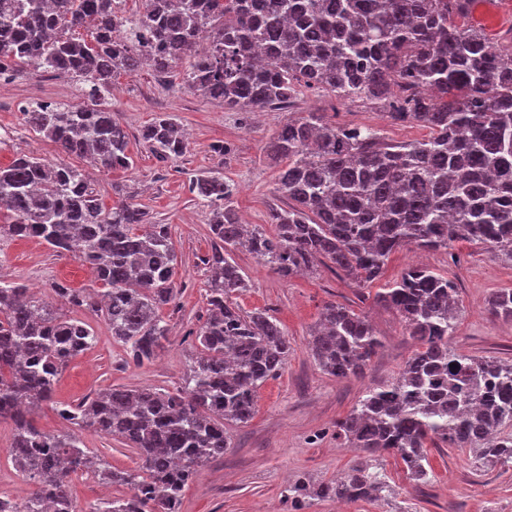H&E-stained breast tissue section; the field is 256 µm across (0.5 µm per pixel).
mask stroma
<instances>
[{
  "mask_svg": "<svg viewBox=\"0 0 512 512\" xmlns=\"http://www.w3.org/2000/svg\"><path fill=\"white\" fill-rule=\"evenodd\" d=\"M469 22L490 45L511 40L512 0H476ZM183 74L180 66L166 72L146 66L135 76L114 79L108 105L131 134L133 165L126 170L94 167L76 156L61 157L52 143L23 123L21 110L31 103L82 104L84 92L69 78L27 75L8 82L0 95V166L25 154L48 161L63 159L86 169L105 207L126 200L138 204L150 223L168 225L177 254V300L161 311L169 336L152 362L135 365L102 317L79 312L96 341L68 363L52 398L32 411L34 423L47 433L72 431V424L59 415V405L78 404L99 390L127 387L173 392L182 386L194 333L207 317L202 260L212 248V215L190 191L197 177L216 175L233 183L239 215L271 235L275 226L269 206L285 205L286 199L278 191L280 166L267 156L264 146L290 112H320L339 125L368 126L393 143L421 141L430 135L419 124L389 120L380 104L344 101L317 89L301 90L289 112L227 110L192 89ZM162 113L173 115L188 137L185 155L173 163L158 162L139 138L140 130ZM218 143L228 144L230 153H215ZM232 257L248 285L233 292L231 302L241 311H264L276 319L288 335L290 352L282 372L260 389L250 421L226 423L230 448L188 482L180 512H288V488L295 479L332 480L360 461L359 449L337 439L336 422L366 391L391 381L417 344L397 314L377 302L378 284L361 286L322 266L284 278L260 266L244 250L234 251ZM416 263L448 275L458 285L461 312L451 346L465 355L511 360L512 321L491 315L487 302L499 289H512V260L464 241L445 249L411 247L390 256L383 281L399 279L404 269ZM0 278L44 296L56 284L76 289L96 286L88 264L58 255L36 240L0 241ZM329 302L345 304L366 316L382 341L361 375L346 379L327 375L310 354V331ZM81 437L86 448L115 468L136 469L142 464L136 451L118 438L91 430L82 431ZM427 459L429 481L419 484L410 479L399 459L379 458L377 469L391 487L382 503L357 501L340 510L335 501L316 500L304 512H512V462L482 467L472 451L448 447L428 449ZM70 493L78 512H98L104 502L126 495L127 490L78 473L71 477Z\"/></svg>",
  "mask_w": 512,
  "mask_h": 512,
  "instance_id": "35a3bbf8",
  "label": "stroma"
}]
</instances>
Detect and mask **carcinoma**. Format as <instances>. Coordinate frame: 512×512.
Here are the masks:
<instances>
[{"mask_svg":"<svg viewBox=\"0 0 512 512\" xmlns=\"http://www.w3.org/2000/svg\"><path fill=\"white\" fill-rule=\"evenodd\" d=\"M471 0H143L128 14L118 0H0V79L27 71L88 87V104L36 102L23 122L103 168L132 164L130 134L112 116V78L144 62L164 72L184 61L186 82L236 110L287 108L297 89L384 101L394 122L430 129L422 141L388 144L367 126L336 125L319 112L283 124L265 146L285 162L279 190L288 207L270 208L276 234L241 224L235 186L218 176L193 183L212 211L206 320L183 386L175 392L112 388L60 414L70 424L120 438L142 466L116 470L76 432L48 434L29 410L51 398L68 363L88 350L84 321L45 304L29 288L0 279V422L12 425L8 452L35 489L0 494V512H76L70 475L82 471L128 494L102 512H179L198 468L230 448L224 422L246 423L261 387L283 370L290 345L276 319L229 301L247 287L231 252L243 249L283 277L320 262L358 284L380 279L396 250L483 245L512 259V50L491 51L477 29L459 24ZM140 138L163 162L187 150L175 119L160 114ZM0 237L44 242L89 264L101 287L56 285L71 310L99 314L112 338L141 364L169 329L163 306L177 294V256L166 224H147L138 206L105 208L84 170L21 156L0 166ZM417 349L389 383L366 392L336 422V437L365 453L342 479L300 477L288 498L377 502L390 486L373 462L397 456L412 479L428 476L427 448L478 450V459L512 461V361L457 353L449 340L459 290L424 266L407 268L377 293ZM489 312L512 320V289ZM382 346L372 324L339 303L323 306L309 350L339 379L362 374ZM18 399L26 408H14Z\"/></svg>","mask_w":512,"mask_h":512,"instance_id":"cac0c4a2","label":"carcinoma"}]
</instances>
